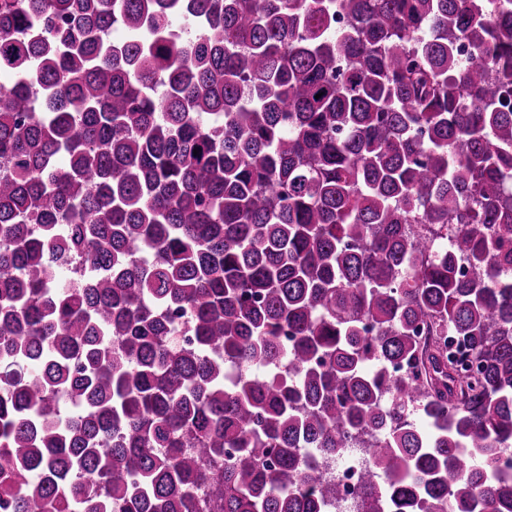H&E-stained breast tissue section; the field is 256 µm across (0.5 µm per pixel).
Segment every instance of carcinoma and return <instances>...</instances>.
<instances>
[{
    "label": "carcinoma",
    "instance_id": "carcinoma-1",
    "mask_svg": "<svg viewBox=\"0 0 512 512\" xmlns=\"http://www.w3.org/2000/svg\"><path fill=\"white\" fill-rule=\"evenodd\" d=\"M511 179L512 0H0V512H512ZM362 468L363 456L358 448H343L342 452L336 456L331 472L341 488L342 496L338 501L339 510L336 512H350L353 490L358 483Z\"/></svg>",
    "mask_w": 512,
    "mask_h": 512
}]
</instances>
